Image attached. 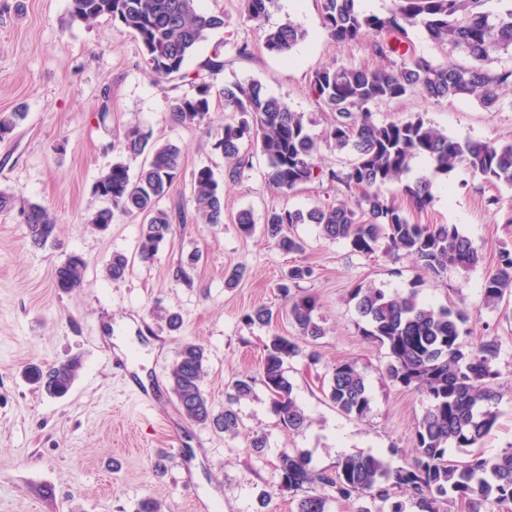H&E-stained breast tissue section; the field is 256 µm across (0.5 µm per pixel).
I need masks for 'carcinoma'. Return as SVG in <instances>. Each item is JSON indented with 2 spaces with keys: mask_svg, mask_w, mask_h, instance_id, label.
Instances as JSON below:
<instances>
[{
  "mask_svg": "<svg viewBox=\"0 0 512 512\" xmlns=\"http://www.w3.org/2000/svg\"><path fill=\"white\" fill-rule=\"evenodd\" d=\"M393 2L387 15L378 16L361 12L356 0H320L322 26L329 39L339 44L367 41L372 53L388 62L383 68L348 63L313 71L309 93L317 109L329 114L323 138L312 133L305 113L292 110L252 79L222 89L227 117L214 133L212 146L224 155L225 176L233 181L249 167L241 154L247 140L264 157L266 178L274 189L289 193L312 182L340 187L341 198L334 203L265 214L263 234L279 251H302L303 241L291 229L296 224H315L323 238L342 240L357 255L369 257L381 248L394 259L413 258L439 279L450 270L467 272L476 267L481 253L454 225L411 223L403 209L386 197L383 186L402 182L417 158L430 163L429 173L402 185V193L417 210L431 203L433 179L459 168L489 184L512 186V143L452 138L419 114L378 123L373 112L411 94L435 102L473 98L489 112L512 108V7L492 10L487 7L489 0ZM276 5L277 0H242L243 18L262 30L266 51L288 58L306 40L307 31L290 19L268 24ZM102 16L138 39L153 81L189 82L192 93L168 100L173 122L189 128L207 124L213 104L210 78L224 71L225 43L216 45L194 73L186 72L185 66L207 33L224 28V13L204 14L197 0H70L69 22ZM413 27L422 28L445 52L446 60L417 54L409 38ZM26 117L18 110L1 112L0 141ZM322 141L352 156L346 168L320 165ZM121 151L144 157L143 164L135 177L121 160L101 173L93 191L108 206L88 223L103 232L118 216L142 218L138 256L151 261L159 246L173 236L174 216L161 201L182 174V153L173 143L152 140L151 133L138 125L125 129ZM191 182L195 215L206 224L224 223V189L214 171L202 166L192 171ZM13 213L33 244L44 246L53 239L56 220L45 206L36 202L19 206L13 194L0 191V215ZM235 223L244 236L255 231L248 210L238 212ZM129 266V258L115 252L106 272L113 283H120ZM87 268L83 256L70 255L56 268L54 287L63 293L80 287ZM313 274L312 266L295 265L278 284L294 333L273 332L263 348L260 381L270 394L271 412L293 431L302 428L307 417L294 397L286 366L296 357L318 363V353L309 346L325 335L316 317V298L292 293ZM508 292L512 294V249L504 246L486 275L484 306L498 308ZM351 300L362 322V336L388 351L387 379L425 396L428 407L415 428L413 458L403 467L392 468L379 456L359 454L343 457L327 474L311 468L303 452H282L276 465L278 487H320V493L299 500L297 512H328L331 499L363 496L389 504L388 512H406L408 504L413 512H443L448 502L482 512L488 503H512V446L494 457L471 452L462 462L448 459V449L475 447L497 422L498 338L467 342L469 311L426 304L414 289L390 294L358 285ZM273 317L270 309L258 307L245 315V321L267 327ZM207 360L202 345L182 343L170 370L171 392L189 421L234 438L241 424L235 405L251 395L254 380H235L225 394L224 410L217 412L203 387ZM79 369L80 362L70 359L45 372L32 368L29 378L48 395L59 397L72 387ZM328 398L348 417L362 419L370 413L366 377L356 362L332 367ZM397 489L408 494V502L395 499Z\"/></svg>",
  "mask_w": 512,
  "mask_h": 512,
  "instance_id": "obj_1",
  "label": "carcinoma"
}]
</instances>
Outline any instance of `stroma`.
I'll return each mask as SVG.
<instances>
[{
    "label": "stroma",
    "mask_w": 512,
    "mask_h": 512,
    "mask_svg": "<svg viewBox=\"0 0 512 512\" xmlns=\"http://www.w3.org/2000/svg\"><path fill=\"white\" fill-rule=\"evenodd\" d=\"M68 5L69 0H0V112L21 107L28 114L25 125L0 141V191L21 203L45 205L57 222L55 240L36 247L16 216H0V512H138L145 498L157 501L160 512H296L299 499L319 488H279L275 467L282 451L305 452L314 470L327 473L342 457L360 453L406 465L427 401L384 378L386 351L362 336L350 298L358 284L389 293L418 288L425 303L470 309V339L500 337L499 416L477 450L492 457L512 445V323L503 318L512 314V298L501 312L483 305L484 278L499 248L512 247V188L490 186L458 169L435 179L433 200L419 211L410 208L400 185L384 186L412 223L453 224L472 241L483 259L466 273L435 279L405 256L393 261L379 251L361 257L344 242L324 239L312 224L295 227L304 252L285 255L261 232L241 235L237 213L251 210L260 222L268 210L304 209L335 200L336 192L318 183L288 194L275 191L265 178L263 157L246 142L242 151L252 166L239 180H225L223 223L188 216L186 223L175 224L173 240L152 261H141L139 219H117L103 232L89 226V216L104 206L93 192L95 180L122 157L124 128L137 124L180 147L184 173L162 205L171 211L190 207L192 170L206 165L216 177L224 175V157L214 151L211 136L224 123V100L214 97L209 126L172 123L167 100L189 92L188 82L154 83L132 34L104 17L69 23ZM198 5L207 13H223L224 27L199 44L187 72H194L216 43H227L215 87L261 81L292 110L306 113L318 135L327 116L308 94L311 73L336 62L380 63L367 42L343 45L326 36L319 0H306L298 22L309 36L289 61L263 48L262 33L243 19L240 0ZM243 43L251 49L245 57L234 51ZM417 114L459 139L512 142V109L488 112L471 100L437 104L413 95L380 105L374 118L389 122ZM194 251L201 260L188 285L175 271L180 258ZM116 252L132 263L118 284L105 273ZM72 254L85 257L88 269L83 286L65 294L55 288L53 275ZM299 264L315 269L299 291L317 298L326 331L315 344L318 364L297 358L288 365L306 425L294 432L279 424L259 383L236 407L238 437L187 420L168 386L179 343L205 346L204 388L215 409H223L233 381L259 376L271 331L290 332L277 285ZM239 265L245 276L227 287L226 272ZM258 306L277 313L272 327L244 322V314ZM172 312L182 316L175 333L164 321ZM71 358L81 368L62 397L46 396L26 377L30 368ZM344 360L358 361L369 383L371 411L361 420L337 411L327 397L331 368ZM139 372L155 385L157 410H146L131 389ZM174 431L182 436L180 463L161 455ZM256 434L267 442L259 455L249 446Z\"/></svg>",
    "instance_id": "35a3bbf8"
}]
</instances>
